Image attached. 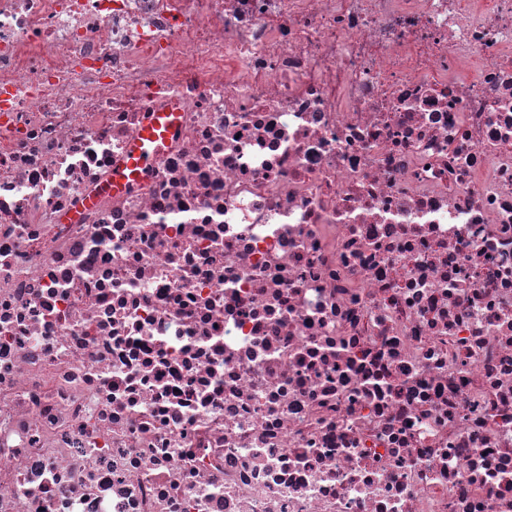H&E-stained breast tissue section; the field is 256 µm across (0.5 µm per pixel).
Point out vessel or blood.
<instances>
[{
	"instance_id": "vessel-or-blood-1",
	"label": "vessel or blood",
	"mask_w": 512,
	"mask_h": 512,
	"mask_svg": "<svg viewBox=\"0 0 512 512\" xmlns=\"http://www.w3.org/2000/svg\"><path fill=\"white\" fill-rule=\"evenodd\" d=\"M175 130L176 121L170 113H149L140 136L130 147L129 160L112 173V191L123 192L136 183L153 161L154 154L149 149L150 143L172 136Z\"/></svg>"
}]
</instances>
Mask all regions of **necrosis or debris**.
<instances>
[{
  "instance_id": "1",
  "label": "necrosis or debris",
  "mask_w": 512,
  "mask_h": 512,
  "mask_svg": "<svg viewBox=\"0 0 512 512\" xmlns=\"http://www.w3.org/2000/svg\"><path fill=\"white\" fill-rule=\"evenodd\" d=\"M0 512H512V0H0ZM174 118H171V117ZM176 130L174 112H151L145 119L140 136L130 147L131 157L112 173V192H125L150 167L154 153L149 144L172 136Z\"/></svg>"
}]
</instances>
